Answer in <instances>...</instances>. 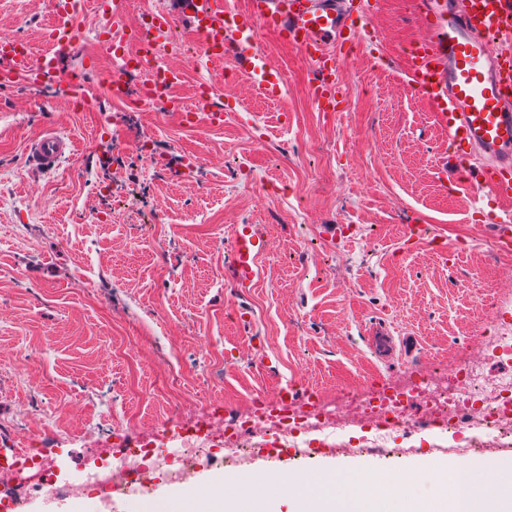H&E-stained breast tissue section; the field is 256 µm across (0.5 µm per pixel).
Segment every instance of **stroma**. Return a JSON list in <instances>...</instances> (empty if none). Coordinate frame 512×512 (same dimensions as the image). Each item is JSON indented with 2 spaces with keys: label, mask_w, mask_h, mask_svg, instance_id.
<instances>
[{
  "label": "stroma",
  "mask_w": 512,
  "mask_h": 512,
  "mask_svg": "<svg viewBox=\"0 0 512 512\" xmlns=\"http://www.w3.org/2000/svg\"><path fill=\"white\" fill-rule=\"evenodd\" d=\"M49 12L48 0H0V36L42 51ZM79 24L85 38L59 65L93 58L98 89L113 69L98 41L106 18L88 10ZM367 26L381 44L338 48L352 95L333 104L313 102L310 63L263 32L259 47L288 76L282 95L219 86L220 126L149 108L107 122L54 84L0 88L1 463L32 440L72 475L114 427L160 435L178 404L220 417L289 384L333 396L480 358L475 280L512 296L490 249L497 204L474 203L440 170L452 149L405 74L423 36L407 0H381ZM169 61L190 105L222 68ZM48 129L74 144L50 171L30 150ZM256 223L260 273L237 285L233 237ZM51 419L77 438L45 433ZM407 442L399 454L204 463L177 485L364 464L397 478L415 457L456 456L439 433Z\"/></svg>",
  "instance_id": "35a3bbf8"
}]
</instances>
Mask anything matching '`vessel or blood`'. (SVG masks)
I'll use <instances>...</instances> for the list:
<instances>
[{
    "instance_id": "b4317fda",
    "label": "vessel or blood",
    "mask_w": 512,
    "mask_h": 512,
    "mask_svg": "<svg viewBox=\"0 0 512 512\" xmlns=\"http://www.w3.org/2000/svg\"><path fill=\"white\" fill-rule=\"evenodd\" d=\"M425 37L412 49L407 64L410 83L433 105L448 143V175L474 199L497 201L501 213L494 226L495 243L512 246V0H409ZM73 0H56L57 21L51 31L53 57H34L30 46L0 37V85L22 77L36 84L59 80V54L72 47ZM380 0H181L177 12H161L158 26L177 23L194 32L207 57L229 61L244 77H257V89L275 98L282 78L267 71L261 52L239 54L242 40L268 29L300 49L312 65L310 88L316 101H334L340 91L335 45L358 41L351 15H374ZM498 40V54L487 44ZM42 168L51 170L73 154L69 138L48 130L33 145ZM263 233L249 227L237 234L231 276L244 284L257 274L256 259Z\"/></svg>"
}]
</instances>
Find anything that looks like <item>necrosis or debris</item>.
Listing matches in <instances>:
<instances>
[{
    "label": "necrosis or debris",
    "instance_id": "necrosis-or-debris-1",
    "mask_svg": "<svg viewBox=\"0 0 512 512\" xmlns=\"http://www.w3.org/2000/svg\"><path fill=\"white\" fill-rule=\"evenodd\" d=\"M150 20L143 15L123 51L115 55L116 63L159 68L161 60L147 34ZM490 308L494 326L485 339L482 360L464 362L452 381L420 376L409 388H385L368 398L358 391L342 393L337 402L318 397L285 416L262 407L221 421L201 412L180 413L162 437L122 440L112 451L100 452L97 464L74 480H59L47 463L28 451L13 455L0 473L46 497H87L102 512H118L122 497L146 493L162 480L182 478L200 460L241 462L269 447L304 456L315 448H336L337 431L353 426L368 427L369 436L356 442L368 451L398 450L404 434L435 428L453 432V446L462 453L511 448L512 371L495 373L491 367L512 362V322L504 318L512 310V299L494 297Z\"/></svg>",
    "mask_w": 512,
    "mask_h": 512
}]
</instances>
